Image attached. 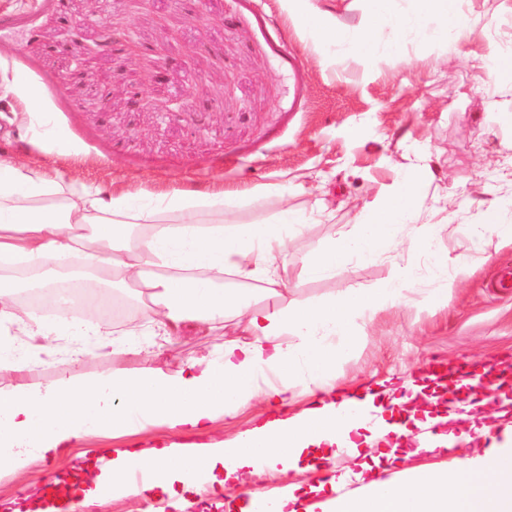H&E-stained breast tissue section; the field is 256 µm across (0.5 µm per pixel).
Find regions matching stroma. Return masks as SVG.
I'll return each mask as SVG.
<instances>
[{
  "mask_svg": "<svg viewBox=\"0 0 512 512\" xmlns=\"http://www.w3.org/2000/svg\"><path fill=\"white\" fill-rule=\"evenodd\" d=\"M206 23L194 19L197 9ZM74 18L95 14L132 32L138 53L100 52L69 76L67 59L44 47L78 37L100 38L97 27H62L59 10ZM465 27L449 45L406 42L400 52L367 61L339 56L324 63L312 38L286 14L283 0H150L140 9L129 0H0V84L39 97L59 127L83 151L84 177L118 183L137 193L174 186L228 189L283 185L294 176L325 183L335 202L323 223L309 225L289 251L303 255L352 229L380 191L396 183L402 165L431 154L433 179L419 199L420 223L436 227L442 252L465 262L435 304L414 292L398 306L358 329L355 348L338 359L336 380L346 386L396 384L417 378L430 363L467 358L487 363L512 352V292L497 288L512 278V245L498 237L478 239L467 227L495 211L512 225V72L488 80L482 61L512 47V0H460ZM162 51L175 65L155 78L150 59ZM139 88L150 107L126 106L125 91ZM113 92L100 112L98 90ZM170 101L208 113L203 129L160 113ZM420 261L408 249L359 265H344L326 279L308 280L271 299L273 307L315 304L346 291H373ZM144 313L137 330L115 323L112 346L58 364L55 353L31 361L19 377L47 385L63 377L93 380L142 365L132 347L151 324ZM235 327L175 337L157 360L174 373L185 359L211 354ZM470 421L451 419L442 434L468 433L448 453L422 452L406 464L457 472L462 458L490 448L471 432ZM75 454L33 463L20 478L0 480V501L21 500L29 487L72 474Z\"/></svg>",
  "mask_w": 512,
  "mask_h": 512,
  "instance_id": "obj_1",
  "label": "stroma"
}]
</instances>
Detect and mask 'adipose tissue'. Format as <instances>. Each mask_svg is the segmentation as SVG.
I'll use <instances>...</instances> for the list:
<instances>
[{"label":"adipose tissue","mask_w":512,"mask_h":512,"mask_svg":"<svg viewBox=\"0 0 512 512\" xmlns=\"http://www.w3.org/2000/svg\"><path fill=\"white\" fill-rule=\"evenodd\" d=\"M457 2L364 0L355 23L306 10L299 18L324 60L340 54L373 59L408 38L451 42L459 25ZM18 99L4 120L19 137L81 160L79 148L39 98L22 92ZM429 172L426 164L404 168L361 224L299 260L300 279L318 280L339 264L374 260L405 244L425 257V270L404 269L370 294L345 292L308 307L272 311L254 306L244 287L260 282L272 295L288 287V244L306 217L284 208L264 221L224 219L228 206L265 208L269 189L213 185L134 194L64 179L21 154L1 159L0 323L14 311L12 289L25 284L9 272L15 263L38 277L79 265L91 269V287L139 288L163 335L212 330L232 320L245 326L249 337L226 340L209 358L186 360L174 374L154 367L156 353L149 350L144 365L132 373L89 381L64 377L43 387L10 384L22 363L39 358L51 341H64L65 363L110 344L109 322L84 323L73 314L72 301H57L56 313L36 322L24 345L0 339V477L21 476L32 461L52 458L93 434L135 435L164 427L199 440L186 446L87 449L81 460L90 477L80 489L81 502L106 495L154 498L181 512L186 494L218 496L228 484L298 468L303 456L311 455L322 472L309 487L313 502L300 496L298 485L287 484L276 512H512V448L493 445L483 456L461 461L452 478L416 468L402 479L373 470L340 474L328 453L342 434L350 435L356 451L379 438L344 415L350 397L333 373L337 359L353 349L357 325L373 321L424 281L430 300L444 301L463 266L461 259L437 250L433 225L418 221L415 193ZM228 272L239 287H225ZM301 383L311 401L293 413L289 407ZM258 396L266 404L259 424L231 440H209L217 418L236 416ZM133 462L159 471V478L132 486L121 482ZM353 479L363 482V493L338 494V487Z\"/></svg>","instance_id":"ef3b65f1"}]
</instances>
